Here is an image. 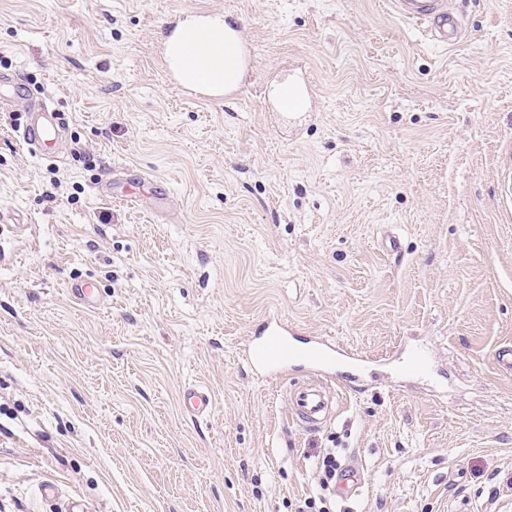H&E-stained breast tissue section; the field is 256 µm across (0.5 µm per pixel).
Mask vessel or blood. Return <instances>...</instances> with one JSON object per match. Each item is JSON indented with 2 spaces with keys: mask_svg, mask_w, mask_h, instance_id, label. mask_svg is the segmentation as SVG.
Instances as JSON below:
<instances>
[{
  "mask_svg": "<svg viewBox=\"0 0 512 512\" xmlns=\"http://www.w3.org/2000/svg\"><path fill=\"white\" fill-rule=\"evenodd\" d=\"M394 12L406 22L423 26L426 35L443 47L462 41L464 24L449 0H390ZM65 123L54 109L46 104L31 113L21 138L41 155L54 154L56 140ZM243 361L252 373L265 378L285 379L302 372L306 384L290 391L289 402L293 421L311 426L319 425L328 412L325 391L332 380L342 377V366L359 363L360 357L332 336H319L306 342L298 341L296 333L277 314H269L255 337L241 350ZM185 410L195 416L208 414L213 400L210 393L196 386L186 387L182 394ZM362 467L359 463L343 466L336 482V491L352 495L362 486Z\"/></svg>",
  "mask_w": 512,
  "mask_h": 512,
  "instance_id": "vessel-or-blood-1",
  "label": "vessel or blood"
}]
</instances>
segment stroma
Segmentation results:
<instances>
[{
    "mask_svg": "<svg viewBox=\"0 0 512 512\" xmlns=\"http://www.w3.org/2000/svg\"><path fill=\"white\" fill-rule=\"evenodd\" d=\"M385 2L0 0V74L68 124L47 158L0 111V512H58L48 481L90 512H512V0H451V48ZM211 15L246 48L222 96L160 58ZM269 313L367 360L317 428L240 357ZM331 451L358 494L321 488ZM182 402L185 410L194 416L208 414L213 404L210 393L196 386H188L183 390ZM362 467L358 462L349 463L340 469L336 482V492L340 495H352L362 486Z\"/></svg>",
    "mask_w": 512,
    "mask_h": 512,
    "instance_id": "stroma-1",
    "label": "stroma"
}]
</instances>
